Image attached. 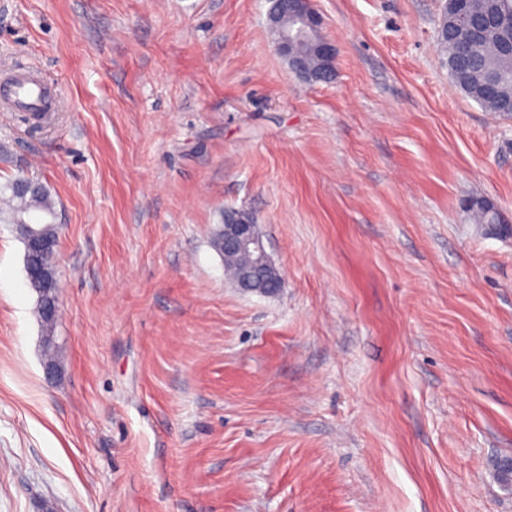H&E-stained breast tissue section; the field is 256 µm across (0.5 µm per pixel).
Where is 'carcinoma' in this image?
I'll return each mask as SVG.
<instances>
[{
  "label": "carcinoma",
  "instance_id": "1",
  "mask_svg": "<svg viewBox=\"0 0 512 512\" xmlns=\"http://www.w3.org/2000/svg\"><path fill=\"white\" fill-rule=\"evenodd\" d=\"M490 15L497 26L485 37L470 39L464 18L470 15ZM439 44L447 58L448 74L454 85L468 98L475 101L485 111L503 115L512 112V55L502 51V47L512 37V0H447L443 6L440 24ZM467 46L470 62L462 63L460 47ZM495 82L497 92L488 94L485 87ZM11 194L5 200V219L15 226L19 236H25V224L36 221L34 230L50 246L47 253L33 259L24 258L51 270L45 277L28 281L29 287L37 295L36 313L46 331L51 336L56 319H49L44 313L43 299L54 295V257L58 243L55 224L46 222L43 216L53 215L49 191L40 184L28 193L19 191L17 183L10 185ZM468 212L474 224H496L500 221L494 206L483 200H474ZM213 248L222 255L224 269L232 278L250 263V257L243 253L224 254L223 227H218L211 238Z\"/></svg>",
  "mask_w": 512,
  "mask_h": 512
}]
</instances>
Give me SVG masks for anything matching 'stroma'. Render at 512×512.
<instances>
[{
    "instance_id": "obj_1",
    "label": "stroma",
    "mask_w": 512,
    "mask_h": 512,
    "mask_svg": "<svg viewBox=\"0 0 512 512\" xmlns=\"http://www.w3.org/2000/svg\"><path fill=\"white\" fill-rule=\"evenodd\" d=\"M0 0V186L50 192L58 371L0 223V512H512V116L451 82L443 0ZM258 224L284 286L211 237ZM275 6L273 13L270 12L269 18L273 22L277 19V15L282 13L284 9L288 12L280 16L278 28L283 26H290L292 24V17L294 18L295 27L292 31L282 29L277 32L276 46L279 54L287 61L288 65L303 74L304 55L300 52V47L305 41V36L309 31L317 30L319 34V41L313 46V50L319 55L323 66L327 68L326 75L333 73V68L336 59V48L325 38H323L319 30L322 26V18L315 11L311 0H274ZM289 14L292 17L288 16ZM289 53H293L292 56ZM45 84L29 76L21 75L11 84L0 86V103L14 112H35L47 102ZM467 211L474 224H498L500 221L498 211L484 200H473ZM256 224L245 220L241 222L236 217V212L227 214L224 219V247H223V225H220L211 238L213 248L222 256L224 269L236 281L239 271L250 263V257L243 253L228 254L229 251H242L253 257V267L243 274L238 287L246 291H254L265 294L276 292L282 287L281 284L270 283L269 288L259 287V280L269 274L270 270L277 274V269L266 253L262 239L255 230Z\"/></svg>"
}]
</instances>
